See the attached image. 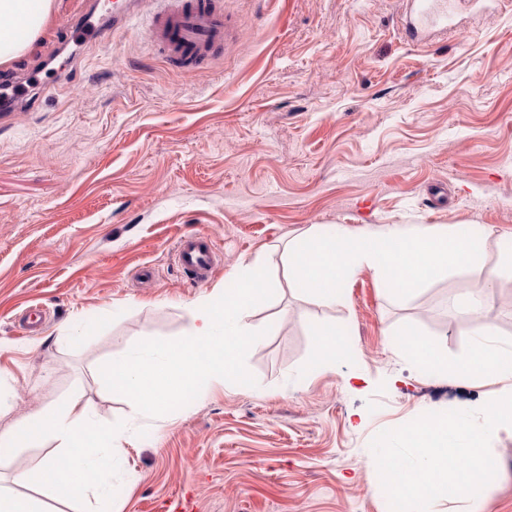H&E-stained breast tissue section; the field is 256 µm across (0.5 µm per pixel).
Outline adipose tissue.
<instances>
[{
	"label": "adipose tissue",
	"mask_w": 512,
	"mask_h": 512,
	"mask_svg": "<svg viewBox=\"0 0 512 512\" xmlns=\"http://www.w3.org/2000/svg\"><path fill=\"white\" fill-rule=\"evenodd\" d=\"M53 7L54 0H0L1 65L32 47ZM48 429L64 448L68 467H61L56 457L48 456L34 469L18 472L17 482L47 486L60 502L77 500L89 493L105 496L103 480L121 464L117 455L120 434L97 420L81 394H71L61 404L46 406L32 418L17 421L0 432V452L10 454L35 445Z\"/></svg>",
	"instance_id": "ef3b65f1"
}]
</instances>
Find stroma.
<instances>
[{"label": "stroma", "instance_id": "stroma-1", "mask_svg": "<svg viewBox=\"0 0 512 512\" xmlns=\"http://www.w3.org/2000/svg\"><path fill=\"white\" fill-rule=\"evenodd\" d=\"M79 2L56 0L42 37L0 65L80 64L71 85L0 118V428L81 391L125 432L106 512H161L181 493L195 512H390L366 463L373 438L499 389L427 375L393 333L410 324L461 355L467 331L448 330L445 306L483 289L512 239V8L456 13L411 45L405 0H222L233 39L188 72L157 52L145 15L90 49L62 45ZM383 224L481 228L479 258L404 299L367 267L331 304L298 289L294 241ZM191 233L218 254L202 284L176 258ZM256 260L276 284L248 317L263 333L246 356L256 386L205 384L163 419L107 390L112 354L183 337L196 300ZM35 307L45 321L28 336ZM317 319L351 338L336 364H314ZM56 452L48 438L0 457V486L75 512L13 482ZM491 453L495 478L441 512H512V434Z\"/></svg>", "mask_w": 512, "mask_h": 512}]
</instances>
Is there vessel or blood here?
<instances>
[{"label": "vessel or blood", "mask_w": 512, "mask_h": 512, "mask_svg": "<svg viewBox=\"0 0 512 512\" xmlns=\"http://www.w3.org/2000/svg\"><path fill=\"white\" fill-rule=\"evenodd\" d=\"M440 0H413L415 19L407 22L403 37L420 43L425 35L421 20L427 19ZM149 13L152 39L167 58L189 71L206 68L221 53L227 40L230 22L221 0H88L65 35L79 46L97 42L106 33L125 31L140 13ZM36 73H10L0 79V92L12 100L14 107L32 105L31 93L40 89ZM176 256L190 279L205 282L213 272L216 250L208 236L197 233L181 237Z\"/></svg>", "instance_id": "vessel-or-blood-1"}]
</instances>
